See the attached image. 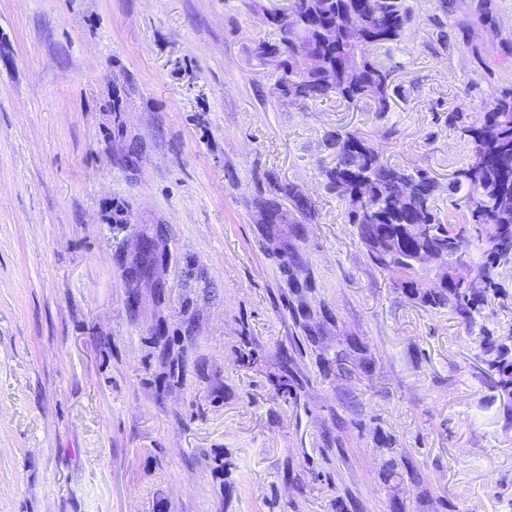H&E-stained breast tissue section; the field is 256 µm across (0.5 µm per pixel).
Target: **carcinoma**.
Wrapping results in <instances>:
<instances>
[{"label": "carcinoma", "instance_id": "obj_1", "mask_svg": "<svg viewBox=\"0 0 512 512\" xmlns=\"http://www.w3.org/2000/svg\"><path fill=\"white\" fill-rule=\"evenodd\" d=\"M409 0H288V7L269 15L277 40L260 44V53L276 59L281 76L276 90L292 101L336 100L378 115L390 110L392 65L384 62L405 36L411 22ZM313 55L319 66L303 70L298 57ZM462 133L472 144L470 162L457 170L456 185L468 186L471 222L450 224L436 206L439 184L423 170H409L381 160L380 153L356 131L329 136L332 162L324 170L326 188L349 195L347 223L353 225L371 262L401 276L400 287L422 305L448 309L464 320L488 295L498 294L494 268L512 262V90L493 105L483 125ZM291 209L258 200L271 224H299L312 217L311 203L288 186ZM411 224H434L438 233L421 240ZM477 247L483 262L472 269L470 251ZM428 247L448 261V277L430 279L411 262ZM498 375L497 387L512 398V363L501 355L488 360Z\"/></svg>", "mask_w": 512, "mask_h": 512}]
</instances>
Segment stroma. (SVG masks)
<instances>
[{"label":"stroma","mask_w":512,"mask_h":512,"mask_svg":"<svg viewBox=\"0 0 512 512\" xmlns=\"http://www.w3.org/2000/svg\"><path fill=\"white\" fill-rule=\"evenodd\" d=\"M280 5L0 0V512H512V263L473 322L423 307L323 176L357 131L462 223L512 0H410L381 117L277 92ZM288 202L291 205L288 209L289 224H299L312 217L311 203L293 188L288 191ZM489 368L498 375L497 387L510 399L512 398V363L507 364L505 358L496 354V357L488 360Z\"/></svg>","instance_id":"obj_1"}]
</instances>
